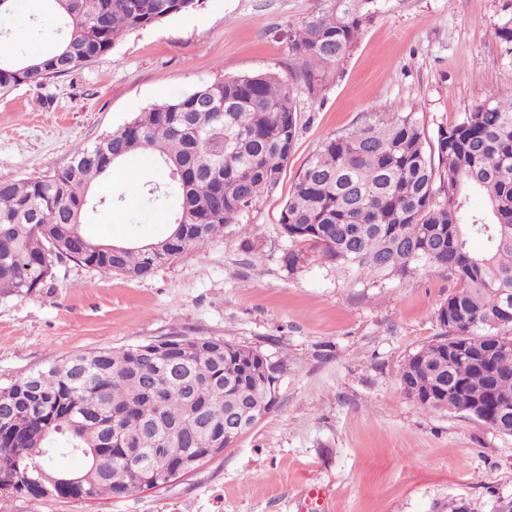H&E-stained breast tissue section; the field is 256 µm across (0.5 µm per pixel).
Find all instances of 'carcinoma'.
I'll list each match as a JSON object with an SVG mask.
<instances>
[{"label":"carcinoma","instance_id":"carcinoma-1","mask_svg":"<svg viewBox=\"0 0 512 512\" xmlns=\"http://www.w3.org/2000/svg\"><path fill=\"white\" fill-rule=\"evenodd\" d=\"M63 31L39 56L0 49V94L65 75L112 50L126 32L153 27L200 0H45ZM372 0H334L291 31L309 93L350 54ZM296 101L270 72L221 75L138 113L72 162L0 181V296L35 293L69 259L101 274L143 279L190 256L235 225L255 250L244 219L273 192L298 135ZM148 154L167 180L138 179L168 215L150 244H105L85 230L94 186L112 165ZM486 209L473 214L469 195ZM279 224L293 275L313 256L356 277L429 264L459 288L437 309L441 337L408 356L404 393L426 412L454 410L475 421L512 413V351L485 350L512 336V95L476 105L436 138L415 113L375 112L324 140L300 170ZM484 240L474 251L469 239ZM269 356L213 336H179L121 349L72 354L0 385V498L40 500L26 476L75 477L58 498L140 491L191 452L224 443V413L272 408ZM80 461L57 467L55 449Z\"/></svg>","mask_w":512,"mask_h":512}]
</instances>
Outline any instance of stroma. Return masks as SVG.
I'll list each match as a JSON object with an SVG mask.
<instances>
[{"label": "stroma", "instance_id": "1", "mask_svg": "<svg viewBox=\"0 0 512 512\" xmlns=\"http://www.w3.org/2000/svg\"><path fill=\"white\" fill-rule=\"evenodd\" d=\"M333 0H200L128 32L112 50L42 85L0 96V180L66 165L151 104L220 75L272 72L294 93L299 133L277 189L236 227L144 279L70 260L27 297H0V384L66 356L172 335L213 336L283 365L279 402L253 432L194 471L122 499H0V512H500L512 503V436L456 411L425 412L401 390L407 357L439 338L436 311L457 284L424 265L353 279L317 263L288 274L280 211L327 137L372 112H414L427 139L486 100L512 95V48L494 35L512 0H371L336 75L310 95L294 80L289 33ZM0 38L26 50L57 40L42 0H14ZM87 232L105 241L166 231L137 183L102 189Z\"/></svg>", "mask_w": 512, "mask_h": 512}]
</instances>
